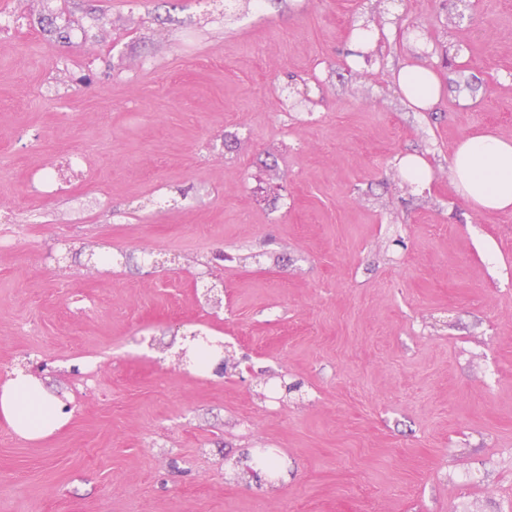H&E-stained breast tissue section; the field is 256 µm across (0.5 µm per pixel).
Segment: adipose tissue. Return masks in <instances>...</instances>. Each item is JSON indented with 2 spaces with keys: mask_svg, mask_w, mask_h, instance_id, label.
<instances>
[{
  "mask_svg": "<svg viewBox=\"0 0 512 512\" xmlns=\"http://www.w3.org/2000/svg\"><path fill=\"white\" fill-rule=\"evenodd\" d=\"M392 80L417 110H429L440 98L431 67L403 65L393 69ZM449 178L457 198L473 212L512 210V139L491 133L462 138L451 155ZM0 416L28 440L45 438L64 423L59 402L21 371L0 385Z\"/></svg>",
  "mask_w": 512,
  "mask_h": 512,
  "instance_id": "obj_1",
  "label": "adipose tissue"
}]
</instances>
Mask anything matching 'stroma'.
Returning <instances> with one entry per match:
<instances>
[{"mask_svg": "<svg viewBox=\"0 0 512 512\" xmlns=\"http://www.w3.org/2000/svg\"><path fill=\"white\" fill-rule=\"evenodd\" d=\"M45 5L0 0L29 21L0 33V200L40 216L0 252V382L38 368L72 413L0 417V512H512V211L448 170L512 138V0H53L66 43ZM355 20L396 31L361 68ZM65 151L88 179L36 195ZM203 327L229 363L199 379ZM263 448L288 483L228 474ZM392 80L407 103L417 110L427 111L439 101L441 86L431 67L402 65L393 69ZM399 165L406 182L411 186H420L432 180L431 165L421 155H405L400 158Z\"/></svg>", "mask_w": 512, "mask_h": 512, "instance_id": "stroma-1", "label": "stroma"}]
</instances>
